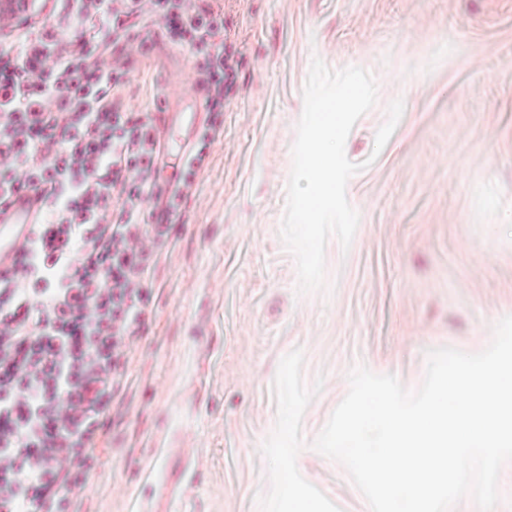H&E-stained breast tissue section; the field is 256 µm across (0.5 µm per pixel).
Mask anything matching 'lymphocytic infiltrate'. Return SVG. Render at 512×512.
Segmentation results:
<instances>
[{
    "label": "lymphocytic infiltrate",
    "instance_id": "1",
    "mask_svg": "<svg viewBox=\"0 0 512 512\" xmlns=\"http://www.w3.org/2000/svg\"><path fill=\"white\" fill-rule=\"evenodd\" d=\"M156 37L193 50L205 90L164 190L155 115L126 95L132 54ZM228 79L222 0H28L0 18V201L47 194L0 279V512H79Z\"/></svg>",
    "mask_w": 512,
    "mask_h": 512
}]
</instances>
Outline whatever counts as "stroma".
<instances>
[{
  "instance_id": "stroma-1",
  "label": "stroma",
  "mask_w": 512,
  "mask_h": 512,
  "mask_svg": "<svg viewBox=\"0 0 512 512\" xmlns=\"http://www.w3.org/2000/svg\"><path fill=\"white\" fill-rule=\"evenodd\" d=\"M224 30V133L158 268L82 509L287 512L291 494L370 512L311 446L350 370L416 390L429 350L480 352L512 315V0H224ZM315 56L370 71L377 103L345 143L363 166L352 243L329 239L326 290L301 294L280 228ZM133 67L131 104L155 111L195 59L151 42Z\"/></svg>"
}]
</instances>
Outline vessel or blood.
<instances>
[{
  "instance_id": "b4317fda",
  "label": "vessel or blood",
  "mask_w": 512,
  "mask_h": 512,
  "mask_svg": "<svg viewBox=\"0 0 512 512\" xmlns=\"http://www.w3.org/2000/svg\"><path fill=\"white\" fill-rule=\"evenodd\" d=\"M203 102L196 87L168 90L158 114L164 153H184L203 118ZM44 208L41 191L31 190L0 207V269L13 268L27 244L29 231Z\"/></svg>"
}]
</instances>
